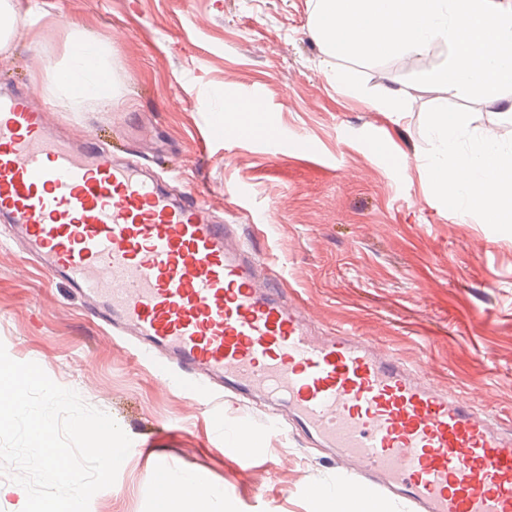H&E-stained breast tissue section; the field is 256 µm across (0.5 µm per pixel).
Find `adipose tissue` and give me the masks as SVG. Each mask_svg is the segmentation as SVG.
Returning <instances> with one entry per match:
<instances>
[{
	"label": "adipose tissue",
	"mask_w": 512,
	"mask_h": 512,
	"mask_svg": "<svg viewBox=\"0 0 512 512\" xmlns=\"http://www.w3.org/2000/svg\"><path fill=\"white\" fill-rule=\"evenodd\" d=\"M72 39L76 51L55 70L51 92L72 109L91 101L101 110H111L116 99L111 77V44L90 42L77 33ZM82 50L93 54L94 68L80 67L78 53ZM462 122L461 113L445 109L437 112L432 127L436 150L428 168L429 180L449 205H466L482 211L493 222L511 223L512 160L502 155L497 136L491 132L470 151L455 152L451 139ZM156 494L160 512H208L221 496L217 488L206 484L185 492L174 491L166 476L160 480Z\"/></svg>",
	"instance_id": "ef3b65f1"
}]
</instances>
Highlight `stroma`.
Masks as SVG:
<instances>
[{
	"instance_id": "stroma-1",
	"label": "stroma",
	"mask_w": 512,
	"mask_h": 512,
	"mask_svg": "<svg viewBox=\"0 0 512 512\" xmlns=\"http://www.w3.org/2000/svg\"><path fill=\"white\" fill-rule=\"evenodd\" d=\"M40 2L43 16L21 22L0 51V84L49 102L73 137L136 152L162 177L178 168L182 190L201 192L218 217L283 262L285 284L317 332L345 329L423 366L443 392L474 398L512 428V223L448 209L427 178L429 127L444 106L466 118L457 151L491 128L512 152V91L469 101L411 83L443 64L441 43L410 67L328 58L311 28L313 0ZM76 25L112 44L111 111L92 102L74 111L49 91ZM343 71L355 87L337 84ZM390 87L406 92L400 111L379 105ZM228 89L287 136L285 155L249 138L209 140V112L223 108ZM378 141L386 152L374 151ZM260 212L270 226L258 237ZM0 343L146 445L89 512H155L163 473L203 476L232 512H321L313 487L357 482L262 408L169 386L66 283L1 236ZM223 421L246 426L258 449L251 462L220 444Z\"/></svg>"
}]
</instances>
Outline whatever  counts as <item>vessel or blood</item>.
<instances>
[{"label":"vessel or blood","mask_w":512,"mask_h":512,"mask_svg":"<svg viewBox=\"0 0 512 512\" xmlns=\"http://www.w3.org/2000/svg\"><path fill=\"white\" fill-rule=\"evenodd\" d=\"M240 138L286 147L248 125ZM0 225L134 357L195 394L268 399L337 466L415 512H512V431L428 371L336 330L316 335L235 225L100 143L57 135L36 94L0 91Z\"/></svg>","instance_id":"obj_1"}]
</instances>
